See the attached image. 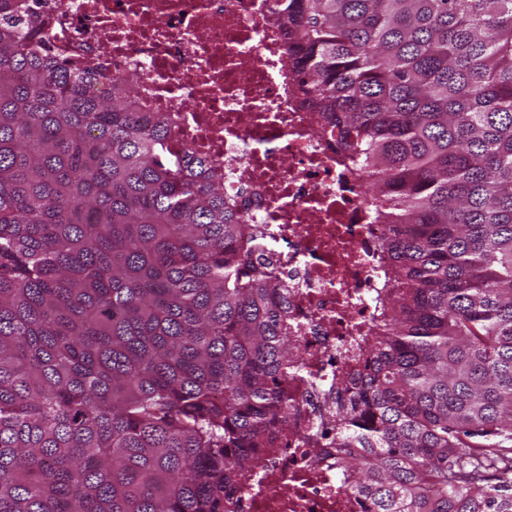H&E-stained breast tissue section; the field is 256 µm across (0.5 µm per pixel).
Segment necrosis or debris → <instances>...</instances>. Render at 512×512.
Instances as JSON below:
<instances>
[{
    "label": "necrosis or debris",
    "mask_w": 512,
    "mask_h": 512,
    "mask_svg": "<svg viewBox=\"0 0 512 512\" xmlns=\"http://www.w3.org/2000/svg\"><path fill=\"white\" fill-rule=\"evenodd\" d=\"M272 0H31L55 50L141 76L178 144L205 155L288 276V421L240 512H366L336 470L331 405L371 310L373 239L357 184L289 82Z\"/></svg>",
    "instance_id": "necrosis-or-debris-1"
}]
</instances>
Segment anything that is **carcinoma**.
Instances as JSON below:
<instances>
[{"label":"carcinoma","instance_id":"obj_1","mask_svg":"<svg viewBox=\"0 0 512 512\" xmlns=\"http://www.w3.org/2000/svg\"><path fill=\"white\" fill-rule=\"evenodd\" d=\"M377 226L336 381L368 512H512V0H275ZM0 0V512H238L288 420V278L222 177Z\"/></svg>","mask_w":512,"mask_h":512}]
</instances>
